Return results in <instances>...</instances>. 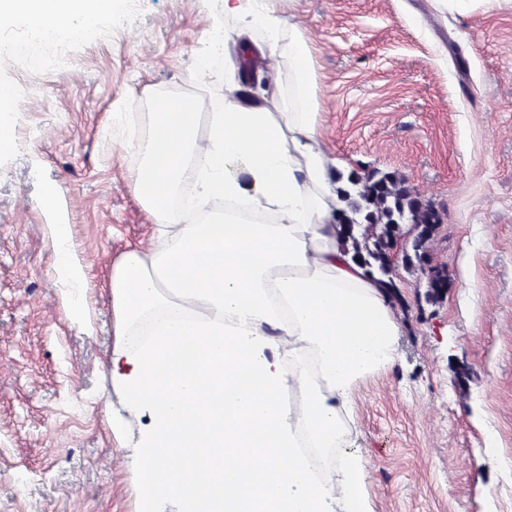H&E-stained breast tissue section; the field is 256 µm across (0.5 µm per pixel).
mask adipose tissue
<instances>
[{
	"mask_svg": "<svg viewBox=\"0 0 512 512\" xmlns=\"http://www.w3.org/2000/svg\"><path fill=\"white\" fill-rule=\"evenodd\" d=\"M266 2L224 0L225 15L266 37V86L225 82L221 110L205 119L185 98L155 97L137 144L133 188L153 211L160 248L124 255L112 307L123 326L151 309L175 312L136 351L118 344L109 359L125 410L148 419L134 457L141 512L165 499L180 512H372L358 451L321 479L302 449L334 448L351 434L355 388L394 363L401 328L387 289L340 246L312 49ZM115 7L0 0V17L27 27L37 63L42 45ZM186 182L198 206L230 200L246 219L186 223L173 204ZM288 388L297 392L289 404Z\"/></svg>",
	"mask_w": 512,
	"mask_h": 512,
	"instance_id": "obj_1",
	"label": "adipose tissue"
}]
</instances>
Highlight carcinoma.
Segmentation results:
<instances>
[{
    "label": "carcinoma",
    "mask_w": 512,
    "mask_h": 512,
    "mask_svg": "<svg viewBox=\"0 0 512 512\" xmlns=\"http://www.w3.org/2000/svg\"><path fill=\"white\" fill-rule=\"evenodd\" d=\"M338 179L345 180L337 189L344 203L337 217L339 241L369 277L383 282L392 295L398 294L395 247L401 241L405 269L421 274L435 269L429 245L443 216L431 202L394 172L373 171L362 176L353 171Z\"/></svg>",
    "instance_id": "cac0c4a2"
}]
</instances>
